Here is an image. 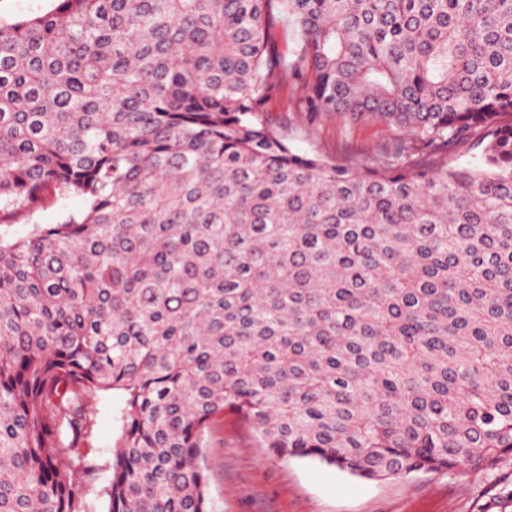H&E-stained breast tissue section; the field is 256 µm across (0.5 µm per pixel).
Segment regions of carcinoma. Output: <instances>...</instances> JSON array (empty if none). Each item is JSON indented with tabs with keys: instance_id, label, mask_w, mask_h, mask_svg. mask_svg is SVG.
<instances>
[{
	"instance_id": "1",
	"label": "carcinoma",
	"mask_w": 512,
	"mask_h": 512,
	"mask_svg": "<svg viewBox=\"0 0 512 512\" xmlns=\"http://www.w3.org/2000/svg\"><path fill=\"white\" fill-rule=\"evenodd\" d=\"M287 85L285 112L411 141L302 152L268 118ZM72 196L0 236V512H212L226 410L366 480L512 457V0H55L0 24V223ZM111 390L100 485L79 448ZM83 208V201L76 197L58 202H48L32 216L20 219L14 224H3L0 226V230L2 235L23 236L32 228V224H56L67 215L78 213ZM92 403L93 425L81 451L87 454V459L104 465L111 457L113 446L119 441L124 398L118 391L99 392Z\"/></svg>"
}]
</instances>
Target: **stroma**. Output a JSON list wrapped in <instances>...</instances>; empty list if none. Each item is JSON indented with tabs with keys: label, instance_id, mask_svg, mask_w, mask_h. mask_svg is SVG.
<instances>
[{
	"label": "stroma",
	"instance_id": "1",
	"mask_svg": "<svg viewBox=\"0 0 512 512\" xmlns=\"http://www.w3.org/2000/svg\"><path fill=\"white\" fill-rule=\"evenodd\" d=\"M280 133L303 151L337 157L349 151L357 164L372 163L381 144L405 138L404 130L372 120L321 117L297 112L276 115ZM81 199L46 203L32 216L0 226L8 236L25 235L35 224H55L80 212ZM91 432L81 447L105 464L121 434L124 398L98 393L92 400ZM203 463L215 512H501L512 496V458L493 468L456 467L370 481L309 459H280L262 448L240 414L228 411L205 432Z\"/></svg>",
	"mask_w": 512,
	"mask_h": 512
}]
</instances>
